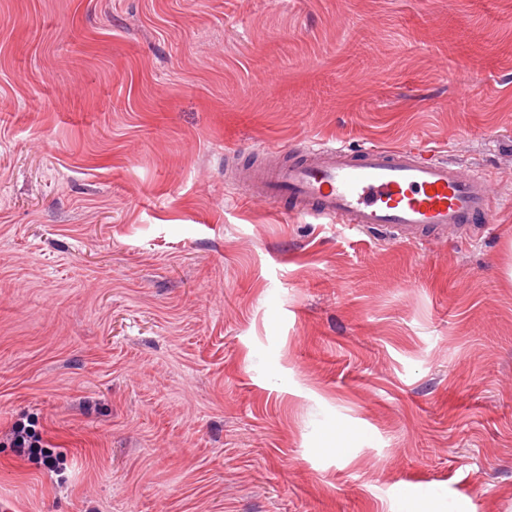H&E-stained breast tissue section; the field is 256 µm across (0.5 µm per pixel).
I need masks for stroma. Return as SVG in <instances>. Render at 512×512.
Listing matches in <instances>:
<instances>
[{
  "mask_svg": "<svg viewBox=\"0 0 512 512\" xmlns=\"http://www.w3.org/2000/svg\"><path fill=\"white\" fill-rule=\"evenodd\" d=\"M308 140L512 193V0H0V437L66 459L0 447V504L512 512V209L399 243L224 180ZM0 444L6 445L7 448H15L20 456H27L32 460L39 459L50 469L58 470L64 465L62 456L49 454L45 450L47 446L42 433L29 420L27 424L21 420L16 421Z\"/></svg>",
  "mask_w": 512,
  "mask_h": 512,
  "instance_id": "stroma-1",
  "label": "stroma"
}]
</instances>
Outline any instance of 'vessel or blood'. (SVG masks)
Listing matches in <instances>:
<instances>
[{"instance_id": "b4317fda", "label": "vessel or blood", "mask_w": 512, "mask_h": 512, "mask_svg": "<svg viewBox=\"0 0 512 512\" xmlns=\"http://www.w3.org/2000/svg\"><path fill=\"white\" fill-rule=\"evenodd\" d=\"M224 177L248 184L252 198L396 242L473 237L505 201L485 169L440 159L422 142L354 151L309 141L269 168L229 154Z\"/></svg>"}]
</instances>
